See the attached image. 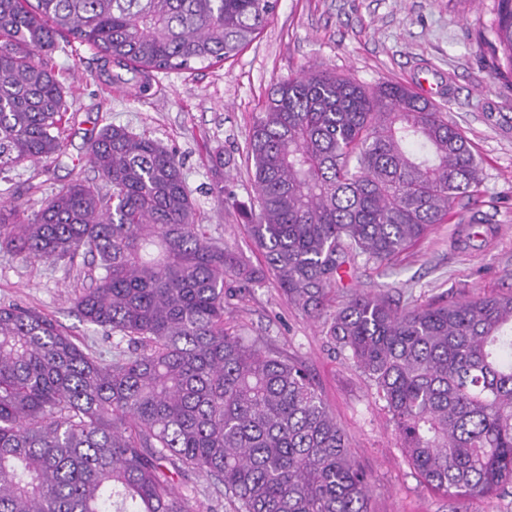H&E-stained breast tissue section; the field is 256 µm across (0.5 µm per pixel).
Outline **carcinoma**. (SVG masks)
Returning <instances> with one entry per match:
<instances>
[{
    "label": "carcinoma",
    "mask_w": 512,
    "mask_h": 512,
    "mask_svg": "<svg viewBox=\"0 0 512 512\" xmlns=\"http://www.w3.org/2000/svg\"><path fill=\"white\" fill-rule=\"evenodd\" d=\"M279 0H0V173L59 154L68 112L52 52L96 50L108 81L236 57ZM474 39L512 84V0ZM255 195L237 208L265 254L246 264L198 224L182 162L108 124L74 179L29 210L0 202V246L90 254L82 318L120 335L112 359L52 319L0 306V512H191L172 471L224 485L237 512H368L369 484L307 370L224 327L228 279L276 281L322 322L385 402L409 463L456 501L512 487V291L399 308L329 293L345 264L393 263L459 201L481 166L448 102L401 82L367 88L307 70L274 82L248 142ZM127 342V348L121 342Z\"/></svg>",
    "instance_id": "cac0c4a2"
}]
</instances>
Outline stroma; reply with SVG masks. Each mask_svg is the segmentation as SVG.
<instances>
[{"label":"stroma","instance_id":"stroma-1","mask_svg":"<svg viewBox=\"0 0 512 512\" xmlns=\"http://www.w3.org/2000/svg\"><path fill=\"white\" fill-rule=\"evenodd\" d=\"M476 0H280L274 21L234 60L191 72L157 74L147 95L111 84L94 50L55 51L53 62L72 104L57 160L11 171L13 193L39 209L45 195L67 186L76 172L94 178L85 156L107 124L174 150L208 232L253 266L264 257L242 215L213 190L211 158L224 155V183L238 201L254 193L246 148L253 118L271 84L315 67L374 86L393 80L423 96L444 94L449 116L469 138L482 167L477 197L462 199L448 223L435 226L395 267L357 264L343 270L334 298L384 291L406 306L441 298L512 290V84L491 78V62L474 43ZM40 192H32V185ZM494 215L493 232L479 246L457 243L463 220ZM88 263L27 260L0 249V306L18 304L56 321L81 346L111 359L112 333L83 322L74 299L92 287ZM224 325L246 339H262L302 362L347 435L366 473L369 512H452L454 503L429 488L408 463L395 425L353 364L329 350L320 322L292 307L273 281L233 288ZM176 492L195 512H234L224 488L203 473L174 474Z\"/></svg>","mask_w":512,"mask_h":512}]
</instances>
